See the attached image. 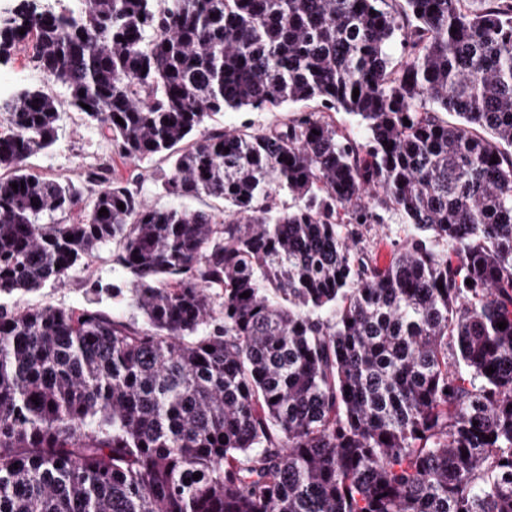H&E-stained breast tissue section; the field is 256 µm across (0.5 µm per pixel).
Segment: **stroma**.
<instances>
[{
    "mask_svg": "<svg viewBox=\"0 0 512 512\" xmlns=\"http://www.w3.org/2000/svg\"><path fill=\"white\" fill-rule=\"evenodd\" d=\"M29 48L17 49L9 60L0 62V100L11 98L19 89L33 87L53 95L58 101L60 119L56 144L32 156L30 165L37 171L62 180H79L82 172L103 161L114 159L113 147L102 138L95 126L88 124L82 114L69 105L64 87L47 79L29 60ZM318 104L314 101L283 106L273 112H251L247 110H225L213 116L209 125L218 129H241L247 125L268 126L287 122L302 112H314ZM168 164L154 159L141 167L130 163H118L117 169L123 177L134 180L136 188L148 205L157 208H187L190 210L218 211L221 200L211 197L175 198L165 195L157 180ZM383 220L360 228L363 245L372 252L379 265H387L404 245L407 226L400 215L383 211ZM115 244L100 248L87 264L76 266L63 283L49 284L43 288L12 295H1L0 306L10 310L36 307H94L109 311L114 317L130 320L135 310L130 305V293L123 290L120 296L107 292V285L121 286L123 279L113 270L112 256Z\"/></svg>",
    "mask_w": 512,
    "mask_h": 512,
    "instance_id": "1",
    "label": "stroma"
}]
</instances>
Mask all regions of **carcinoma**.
<instances>
[{
	"instance_id": "carcinoma-1",
	"label": "carcinoma",
	"mask_w": 512,
	"mask_h": 512,
	"mask_svg": "<svg viewBox=\"0 0 512 512\" xmlns=\"http://www.w3.org/2000/svg\"><path fill=\"white\" fill-rule=\"evenodd\" d=\"M76 2L21 0L0 59L30 47L122 159L227 215L32 169L56 99L0 101V294L114 242L143 317L0 311V512H512V0ZM312 100L365 142L207 128ZM371 186L412 229L384 268L343 233Z\"/></svg>"
}]
</instances>
